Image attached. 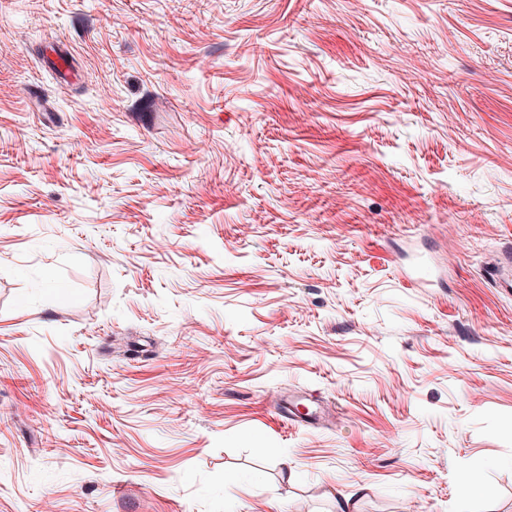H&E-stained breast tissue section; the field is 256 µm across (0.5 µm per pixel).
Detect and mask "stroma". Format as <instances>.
Segmentation results:
<instances>
[{
	"label": "stroma",
	"instance_id": "35a3bbf8",
	"mask_svg": "<svg viewBox=\"0 0 512 512\" xmlns=\"http://www.w3.org/2000/svg\"><path fill=\"white\" fill-rule=\"evenodd\" d=\"M510 243L512 0H0V512H512ZM496 287L510 294L512 292V247L500 254L496 268L490 272ZM310 403L312 405L309 404L308 406H305L301 400L291 398L284 394H280L274 399L277 415L284 423L296 422L299 419L310 423H319L323 421L327 414L324 406L317 402ZM300 406L306 408L305 413L300 412Z\"/></svg>",
	"mask_w": 512,
	"mask_h": 512
}]
</instances>
